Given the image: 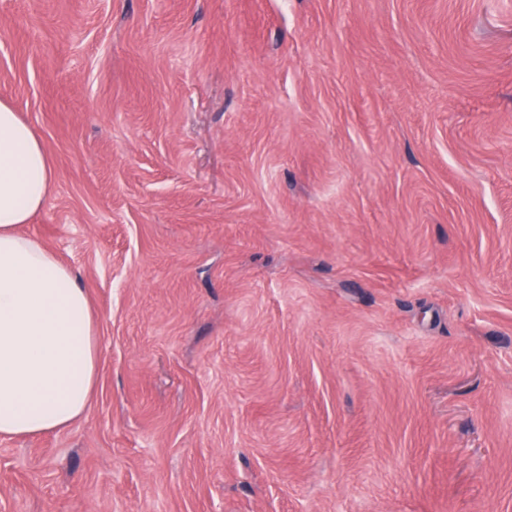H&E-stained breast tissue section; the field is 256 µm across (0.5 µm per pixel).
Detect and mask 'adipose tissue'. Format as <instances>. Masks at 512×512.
I'll return each mask as SVG.
<instances>
[{
	"mask_svg": "<svg viewBox=\"0 0 512 512\" xmlns=\"http://www.w3.org/2000/svg\"><path fill=\"white\" fill-rule=\"evenodd\" d=\"M53 189L42 139L0 101V437L70 427L95 387L90 299L71 267L20 230Z\"/></svg>",
	"mask_w": 512,
	"mask_h": 512,
	"instance_id": "1",
	"label": "adipose tissue"
}]
</instances>
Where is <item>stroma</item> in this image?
Masks as SVG:
<instances>
[{"mask_svg": "<svg viewBox=\"0 0 512 512\" xmlns=\"http://www.w3.org/2000/svg\"><path fill=\"white\" fill-rule=\"evenodd\" d=\"M0 99L98 346L0 512H512V0H0Z\"/></svg>", "mask_w": 512, "mask_h": 512, "instance_id": "1", "label": "stroma"}]
</instances>
